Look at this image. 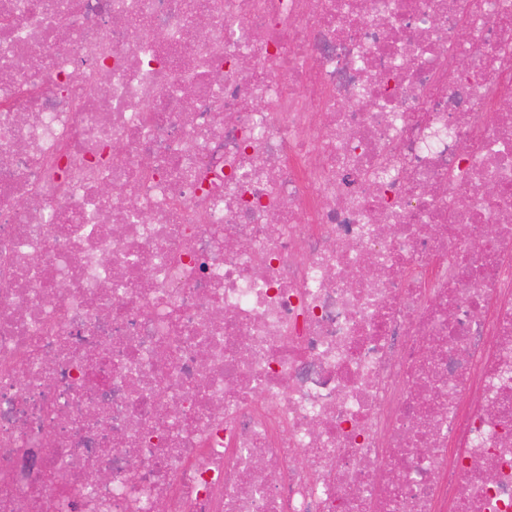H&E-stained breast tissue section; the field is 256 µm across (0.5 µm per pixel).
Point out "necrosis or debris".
Masks as SVG:
<instances>
[{
	"instance_id": "necrosis-or-debris-1",
	"label": "necrosis or debris",
	"mask_w": 512,
	"mask_h": 512,
	"mask_svg": "<svg viewBox=\"0 0 512 512\" xmlns=\"http://www.w3.org/2000/svg\"><path fill=\"white\" fill-rule=\"evenodd\" d=\"M0 512H512V0H0Z\"/></svg>"
}]
</instances>
